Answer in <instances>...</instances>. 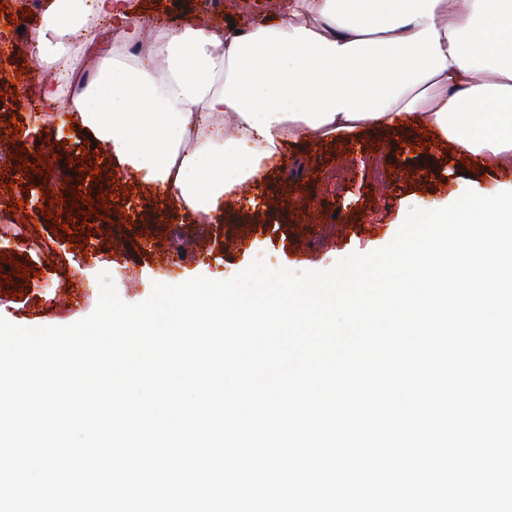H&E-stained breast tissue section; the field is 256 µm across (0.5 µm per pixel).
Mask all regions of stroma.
<instances>
[{"label": "stroma", "mask_w": 512, "mask_h": 512, "mask_svg": "<svg viewBox=\"0 0 512 512\" xmlns=\"http://www.w3.org/2000/svg\"><path fill=\"white\" fill-rule=\"evenodd\" d=\"M149 22L187 20L205 25H248L270 13L273 0H137ZM48 0H0V42L10 43L17 22L38 26ZM50 72L27 47L0 56V200L19 206L25 241L0 240V318L29 328L65 326L95 310L100 273H108L119 298L144 301L154 284H178L199 276L227 280L262 260L294 272L327 270L351 254L388 245L414 208L433 210L466 191H493L512 182L503 170L458 152L423 130H364L319 145L289 143L261 189L245 188L247 205L229 203L223 222L203 223L193 215L167 219L161 202L144 186L117 175L86 133L49 120V104L37 106L17 91L49 80ZM32 137L16 135V128ZM53 150L59 164L78 169L81 187L96 183L111 222L92 217L66 232L42 211L37 182L46 167L35 154ZM75 244H68V236ZM16 268H7L5 256ZM30 267L29 278L18 275Z\"/></svg>", "instance_id": "obj_1"}]
</instances>
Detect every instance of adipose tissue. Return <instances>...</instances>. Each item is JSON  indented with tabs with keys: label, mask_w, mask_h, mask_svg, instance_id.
<instances>
[{
	"label": "adipose tissue",
	"mask_w": 512,
	"mask_h": 512,
	"mask_svg": "<svg viewBox=\"0 0 512 512\" xmlns=\"http://www.w3.org/2000/svg\"><path fill=\"white\" fill-rule=\"evenodd\" d=\"M136 0H50L27 37L66 109L171 215L222 217L288 142L408 123L512 166V0H277L236 31L157 28ZM101 67L83 89L87 51Z\"/></svg>",
	"instance_id": "obj_1"
}]
</instances>
